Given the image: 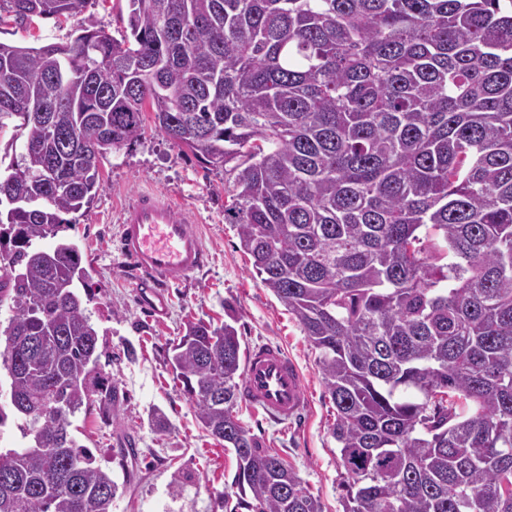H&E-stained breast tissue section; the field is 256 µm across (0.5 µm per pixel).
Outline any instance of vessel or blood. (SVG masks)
I'll list each match as a JSON object with an SVG mask.
<instances>
[{
  "instance_id": "b4317fda",
  "label": "vessel or blood",
  "mask_w": 512,
  "mask_h": 512,
  "mask_svg": "<svg viewBox=\"0 0 512 512\" xmlns=\"http://www.w3.org/2000/svg\"><path fill=\"white\" fill-rule=\"evenodd\" d=\"M119 249L133 274L139 307L155 319L169 310L171 285L207 261L194 219L177 216L172 201L156 192L138 194L123 210ZM241 390L246 403L273 420H295L309 408L301 371L279 344L249 350Z\"/></svg>"
}]
</instances>
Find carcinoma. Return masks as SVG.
<instances>
[{"mask_svg":"<svg viewBox=\"0 0 512 512\" xmlns=\"http://www.w3.org/2000/svg\"><path fill=\"white\" fill-rule=\"evenodd\" d=\"M148 106L234 174L224 220L320 351L344 512H512V0H128L120 41L90 17L66 44L0 41V131L25 136L0 174V426L25 438L0 450V512H112L118 484L71 431L119 400L95 382L90 272L76 243H37L73 223ZM171 351L235 454L224 512H322L234 414L237 329L190 322Z\"/></svg>","mask_w":512,"mask_h":512,"instance_id":"obj_1","label":"carcinoma"}]
</instances>
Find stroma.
<instances>
[{"label":"stroma","mask_w":512,"mask_h":512,"mask_svg":"<svg viewBox=\"0 0 512 512\" xmlns=\"http://www.w3.org/2000/svg\"><path fill=\"white\" fill-rule=\"evenodd\" d=\"M74 17L37 19L35 28L9 21L0 40L20 46L66 43L76 35ZM140 138L100 157L99 184L90 203L66 232L91 274L86 304L99 329V366L120 394L110 414L77 413L73 433L112 474L118 496L112 512H224L218 498L236 470L235 455L207 436L194 404L175 379L169 347L190 320H234L245 345H283L297 363L310 400L294 421L278 422L238 401L234 412L260 446L290 465L317 497L323 512H343L344 470L329 434L336 408L324 392L319 352L287 308L262 286L241 248L235 225L224 219L231 197L223 172L204 167L143 114ZM169 194L181 213L197 219L209 253L207 266L171 289L168 314L154 321L137 305L133 282L119 255L120 214L141 191ZM168 419L166 430L149 420L153 408ZM136 448V461L119 449Z\"/></svg>","instance_id":"obj_1"}]
</instances>
